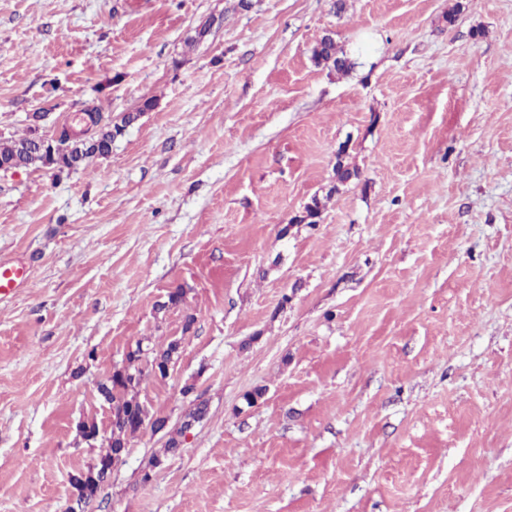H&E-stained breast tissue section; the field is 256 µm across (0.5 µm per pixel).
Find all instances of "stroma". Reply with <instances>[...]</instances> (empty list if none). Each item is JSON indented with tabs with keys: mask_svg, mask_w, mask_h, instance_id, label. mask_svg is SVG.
<instances>
[{
	"mask_svg": "<svg viewBox=\"0 0 512 512\" xmlns=\"http://www.w3.org/2000/svg\"><path fill=\"white\" fill-rule=\"evenodd\" d=\"M237 2L0 0L1 137L156 102L86 168L0 172L30 276L0 302V512H512V0ZM173 339L140 398L207 416L78 502L99 383ZM312 58L317 65L331 63L336 72L346 73L354 67L352 60L338 48L331 37L323 38L313 49ZM208 413V404L198 397L193 401L190 409L184 415L180 426L169 433V437L163 448V456L175 454L183 445L185 434L202 420Z\"/></svg>",
	"mask_w": 512,
	"mask_h": 512,
	"instance_id": "35a3bbf8",
	"label": "stroma"
}]
</instances>
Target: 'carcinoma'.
Wrapping results in <instances>:
<instances>
[{"instance_id": "1", "label": "carcinoma", "mask_w": 512, "mask_h": 512, "mask_svg": "<svg viewBox=\"0 0 512 512\" xmlns=\"http://www.w3.org/2000/svg\"><path fill=\"white\" fill-rule=\"evenodd\" d=\"M312 58L318 65L332 64L336 71L346 73L354 67L352 60L338 48L331 37L323 38L313 49ZM153 107V100H146L134 112H126L119 123L106 130L96 148L71 143L60 153L62 166L60 170L71 171L85 166L91 159L106 156L112 149L114 134L134 123L139 115ZM31 136L7 138L0 141V161L7 162L17 170L40 169L48 167L45 156L28 147ZM180 343L171 340L163 348L147 349L137 347L126 356V364L116 368L100 384L98 392L103 401L112 409L110 436L107 450L98 455L95 464L88 467L87 472L78 476L75 488L79 498L90 500L96 496L102 482L107 478L114 461L122 456L129 440L146 427L162 430L167 426L164 417L150 415L148 409L139 399L138 387L141 383L143 370L139 365L144 363L152 370L166 377L169 368L179 357ZM208 413V404L199 398L195 399L184 415L180 426L169 433L163 448V455L176 453L183 445L185 434Z\"/></svg>"}]
</instances>
